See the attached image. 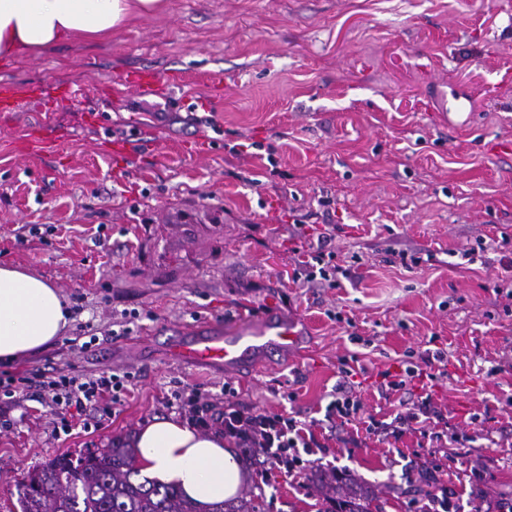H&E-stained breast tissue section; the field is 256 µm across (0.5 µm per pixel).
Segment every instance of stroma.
Listing matches in <instances>:
<instances>
[{
    "mask_svg": "<svg viewBox=\"0 0 512 512\" xmlns=\"http://www.w3.org/2000/svg\"><path fill=\"white\" fill-rule=\"evenodd\" d=\"M134 69L165 73L168 90L128 89ZM3 84L36 93L0 111V264L51 282L73 317L7 369H109L131 386L92 433L17 398L0 432V512H20L23 473L172 416L185 387L234 389L323 443L299 480L246 465L263 512H320L314 474L334 469L373 485L384 512H408L432 455L448 512L512 505V152L493 149L512 140V0H165L105 40L0 59ZM326 224L332 264L351 273L337 288L294 276L304 226ZM480 239L504 246L462 262ZM419 250L430 260L402 262ZM265 315L307 323L305 351L235 372L169 352L190 325ZM93 335L102 344L83 349ZM437 348L444 377L379 392L378 371ZM351 357L353 428L427 391L455 442L411 430L342 443L329 405Z\"/></svg>",
    "mask_w": 512,
    "mask_h": 512,
    "instance_id": "35a3bbf8",
    "label": "stroma"
}]
</instances>
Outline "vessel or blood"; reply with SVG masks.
Here are the masks:
<instances>
[{
    "label": "vessel or blood",
    "instance_id": "b4317fda",
    "mask_svg": "<svg viewBox=\"0 0 512 512\" xmlns=\"http://www.w3.org/2000/svg\"><path fill=\"white\" fill-rule=\"evenodd\" d=\"M127 87L144 93L159 89L160 77L149 70L129 73ZM300 322L284 317H259L219 328L203 325L190 328L173 346L174 357L186 365H205L234 370L249 363L260 347L288 349L301 341Z\"/></svg>",
    "mask_w": 512,
    "mask_h": 512
}]
</instances>
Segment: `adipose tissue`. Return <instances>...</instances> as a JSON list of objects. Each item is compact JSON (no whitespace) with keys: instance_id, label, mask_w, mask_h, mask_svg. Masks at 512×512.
I'll use <instances>...</instances> for the list:
<instances>
[{"instance_id":"1","label":"adipose tissue","mask_w":512,"mask_h":512,"mask_svg":"<svg viewBox=\"0 0 512 512\" xmlns=\"http://www.w3.org/2000/svg\"><path fill=\"white\" fill-rule=\"evenodd\" d=\"M165 0H0V57L40 54L74 40L111 35L135 15ZM71 323L67 303L50 282L0 265V361L40 350ZM142 472L177 485L200 508L234 497L243 470L221 434L204 433L177 417L154 420L136 435Z\"/></svg>"}]
</instances>
